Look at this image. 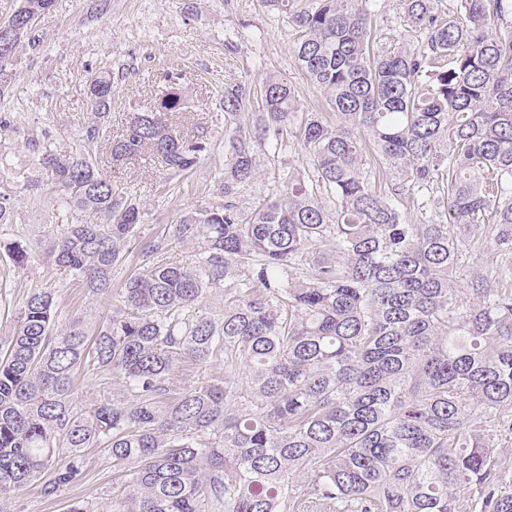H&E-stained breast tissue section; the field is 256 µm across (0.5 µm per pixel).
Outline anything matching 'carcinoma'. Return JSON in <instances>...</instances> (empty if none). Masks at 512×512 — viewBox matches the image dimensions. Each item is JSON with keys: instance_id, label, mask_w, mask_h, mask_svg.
Wrapping results in <instances>:
<instances>
[{"instance_id": "cac0c4a2", "label": "carcinoma", "mask_w": 512, "mask_h": 512, "mask_svg": "<svg viewBox=\"0 0 512 512\" xmlns=\"http://www.w3.org/2000/svg\"><path fill=\"white\" fill-rule=\"evenodd\" d=\"M367 2L263 0L289 13L295 58L341 122L293 124L291 85L268 76L250 132L225 140L224 204L146 242L140 202L112 191L98 160L42 144L67 203L102 219L63 217L51 265L110 299L112 270L133 254L140 265L95 333L57 326L55 290L38 288L0 336V504L38 481L57 496L102 452L130 476L110 512H288L304 499L329 512H512V0L446 13L402 0L420 44L381 53ZM53 5L22 0V12ZM25 38L36 46L26 31L0 35V97ZM163 78L155 111L114 135L112 82L92 79L86 139L109 142L116 163L155 154L175 176L209 142L178 129L183 72ZM253 99L243 83L224 88V115ZM285 129L312 168L247 212L236 198L255 148ZM432 202L436 221H407L403 207ZM486 225L499 270L462 288L461 229ZM3 248L17 267L30 260L17 241ZM214 363L222 376L207 374ZM80 370L99 386L81 401Z\"/></svg>"}]
</instances>
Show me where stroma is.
<instances>
[{
  "mask_svg": "<svg viewBox=\"0 0 512 512\" xmlns=\"http://www.w3.org/2000/svg\"><path fill=\"white\" fill-rule=\"evenodd\" d=\"M371 31L376 50L398 41L416 43L419 32L407 24L400 0H370ZM37 48L21 46L11 100L0 103V194L7 195L13 222L0 226V241H21L31 252L18 268L0 253V336L9 335L27 295L36 288L57 292V322L77 317L99 320L104 303L82 282L48 264L41 239L67 210L65 194L50 171L38 163L37 147L51 140L57 153L72 154L86 147L83 135L95 120L90 108L92 77L112 81L108 121L121 128L136 112L155 104L168 89L162 75L178 69L188 109L180 118L185 135L205 131L209 146L189 172L168 176L153 155L110 169L112 187L129 192L144 212L143 235L155 234L185 210L222 204L217 176L224 170V88L247 82L261 86L275 74L292 86L299 112H326L319 89L299 68L294 55L296 32L284 13H274L263 0H55L34 28ZM279 152L256 151V175L243 190L240 204L253 210L274 198L288 173L309 167L310 158L290 135H283ZM34 178L21 188V173ZM170 180L163 194L159 184ZM122 482L111 465L90 459L83 480L56 497L44 498L39 484L14 499L7 512H67L71 502L93 503L108 512Z\"/></svg>",
  "mask_w": 512,
  "mask_h": 512,
  "instance_id": "obj_1",
  "label": "stroma"
}]
</instances>
